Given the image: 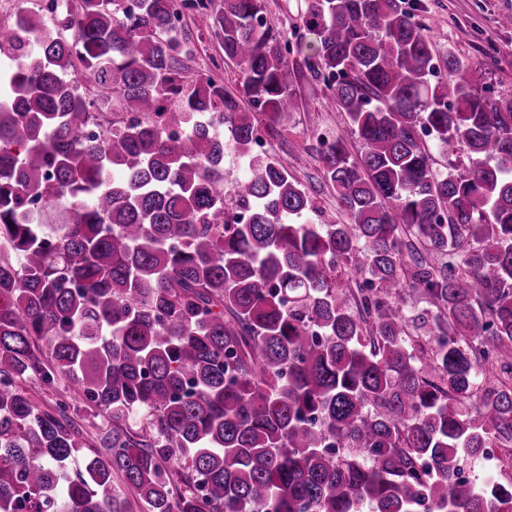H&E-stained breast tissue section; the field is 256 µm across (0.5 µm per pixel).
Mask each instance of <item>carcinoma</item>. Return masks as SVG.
<instances>
[{"label": "carcinoma", "instance_id": "obj_1", "mask_svg": "<svg viewBox=\"0 0 512 512\" xmlns=\"http://www.w3.org/2000/svg\"><path fill=\"white\" fill-rule=\"evenodd\" d=\"M122 2L0 25V512H130L116 477L145 512H512L461 469L512 449V104L403 0H311L303 48L222 0L236 94L186 74L172 0ZM295 52L358 143L320 142L347 224L256 150ZM23 388L27 392L28 396L32 398L37 404L46 410H51L55 406V402L59 397V393L67 389L66 381H61L58 390H49L43 388L35 382H26L23 384ZM72 422L84 444L87 447H94L96 440L95 425L99 423V419H93L86 411L80 410L77 414H72Z\"/></svg>", "mask_w": 512, "mask_h": 512}]
</instances>
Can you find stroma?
Returning a JSON list of instances; mask_svg holds the SVG:
<instances>
[{"label":"stroma","mask_w":512,"mask_h":512,"mask_svg":"<svg viewBox=\"0 0 512 512\" xmlns=\"http://www.w3.org/2000/svg\"><path fill=\"white\" fill-rule=\"evenodd\" d=\"M263 2L268 20L290 42L311 41L303 23L309 0ZM407 6L438 53L454 50L474 65L478 86L512 102V26L501 23L503 15L512 14V0H407ZM190 71L213 73L228 91L238 90L240 69L225 59L217 42L200 45ZM288 81L296 94L297 109L272 136L270 151L314 197L320 210L318 223H347L348 216L339 206L334 189L322 178L316 151L321 132L330 130L345 136L347 116L329 104L324 85L308 73L289 71Z\"/></svg>","instance_id":"obj_1"}]
</instances>
